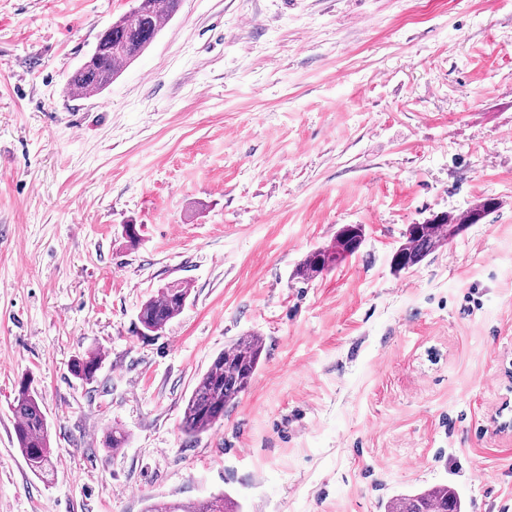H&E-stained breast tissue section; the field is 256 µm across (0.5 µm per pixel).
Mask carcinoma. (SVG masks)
<instances>
[{
  "mask_svg": "<svg viewBox=\"0 0 512 512\" xmlns=\"http://www.w3.org/2000/svg\"><path fill=\"white\" fill-rule=\"evenodd\" d=\"M182 0H139L128 14L112 21L98 37L94 50L72 73L70 89L74 93L103 92L122 71L142 55L153 43L162 22L173 18ZM499 202L487 198L473 209L461 213H440L422 224H412L405 241L392 257L393 268L400 273L421 263L442 247L468 224H475L496 210ZM364 242L360 224H347L336 232L333 243L311 251L296 267L293 278L308 282L356 254ZM191 288L186 282H173L140 307L138 320L143 334L162 331L184 310ZM265 350L263 336L251 333L229 342L198 378L186 400L181 430L197 438L224 420V411L235 403L254 380ZM103 362V356L89 351L71 364L76 378L89 382ZM13 406L15 435L19 450L29 469L35 474L46 471L51 459L50 431L33 380L24 376ZM459 492L447 485H435L413 493H400L391 498L386 512H461ZM242 506L229 495L222 494L195 502L156 501L146 512H241Z\"/></svg>",
  "mask_w": 512,
  "mask_h": 512,
  "instance_id": "carcinoma-1",
  "label": "carcinoma"
}]
</instances>
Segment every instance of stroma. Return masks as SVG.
Here are the masks:
<instances>
[{"instance_id": "obj_1", "label": "stroma", "mask_w": 512, "mask_h": 512, "mask_svg": "<svg viewBox=\"0 0 512 512\" xmlns=\"http://www.w3.org/2000/svg\"><path fill=\"white\" fill-rule=\"evenodd\" d=\"M135 5L0 0V512H385L438 484L512 512V0H182L84 101L70 75ZM486 198L393 272L408 225ZM346 224L361 249L294 280ZM172 281L185 309L142 336ZM253 331L252 385L186 438L197 378ZM26 373L44 475L14 436ZM191 288L187 282H173L161 288L155 296L150 297L140 307L138 320L143 329V336H150L162 331L184 310ZM103 362V356L96 351H89L83 356H78L71 364V373L76 378L89 382L95 377L96 371ZM241 509L238 502L224 493L195 502L156 501L146 512H242Z\"/></svg>"}]
</instances>
